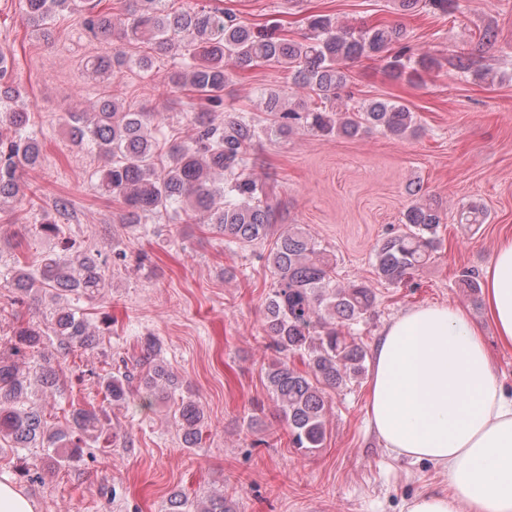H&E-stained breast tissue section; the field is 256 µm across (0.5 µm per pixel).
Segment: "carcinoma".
Returning <instances> with one entry per match:
<instances>
[{
  "instance_id": "obj_1",
  "label": "carcinoma",
  "mask_w": 512,
  "mask_h": 512,
  "mask_svg": "<svg viewBox=\"0 0 512 512\" xmlns=\"http://www.w3.org/2000/svg\"><path fill=\"white\" fill-rule=\"evenodd\" d=\"M100 0H19L26 24L44 30L52 17L67 11L80 17L90 37L118 39L147 51L132 60L143 74L152 70L157 56H179L180 66L170 73L174 88L188 87L198 95L201 108L189 114L190 134L164 129L158 113L132 112L107 94L93 112L69 113L74 140L94 143L105 158L92 174L103 196L123 208L121 223L144 224L163 216L177 224L203 217L212 233L228 244L253 246L274 235L277 221L276 186L248 170L256 142L286 138L296 131L312 136L353 137L370 129L404 139L417 133L414 113L400 101L358 102L343 110L334 101L349 83L346 65L357 58L383 60L384 71L395 80L416 82L421 72L436 65L417 55L405 42L399 25L343 27L327 14L305 18L307 33L292 40L277 21L257 26L229 9L201 6L173 11L169 0H126L125 21L112 22V13L99 9ZM457 0H400L404 12L428 9L443 14ZM496 38L484 29L479 45L457 54L451 66L457 73L481 78L480 46ZM127 63L123 51L110 58L87 62L93 74L107 81L115 67ZM288 70L301 97L284 101L279 92L263 94L264 116L253 117L226 104L224 92L235 71L256 65ZM9 57L0 50V204L18 196L26 170L36 167L42 149L31 130L34 115L17 105L18 87L7 81ZM70 201L59 197L53 212H43L38 234L60 240L61 252H46L33 260L14 258L7 271L12 303L23 304L31 293L48 291L65 302L55 310L46 329L33 323L12 329L10 344L0 346V444L16 450L45 449L52 467L81 461L88 439L109 425L108 416L94 405L71 404L66 428H51L31 388L56 382L51 360L41 353L45 340L54 337L68 354L99 346L103 331L90 328L76 305L93 299L107 287L108 260L73 245L61 224ZM402 229L381 239L374 249L376 276L392 285L408 282L437 251L442 216L433 203L413 201L403 211ZM276 276L265 304V333L279 357L265 371L266 387L288 429L290 447L302 455L323 446L328 400L325 389H339L365 373L367 352L351 333L372 310L376 294L364 282L339 286L333 279L335 258L298 225L279 233L266 255ZM140 355L133 370L104 374L89 371L113 405L137 397L144 407L154 399L179 397L175 424L187 447L201 440L204 414L189 396L176 395L177 386L162 364L159 339L148 334L138 340ZM140 385L131 389L135 374ZM170 512H234L224 495L200 506L185 498L171 501Z\"/></svg>"
}]
</instances>
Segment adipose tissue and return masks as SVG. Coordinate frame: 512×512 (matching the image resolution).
Returning a JSON list of instances; mask_svg holds the SVG:
<instances>
[{
    "mask_svg": "<svg viewBox=\"0 0 512 512\" xmlns=\"http://www.w3.org/2000/svg\"><path fill=\"white\" fill-rule=\"evenodd\" d=\"M483 306L500 347L512 349V237L483 273ZM370 368L366 414L382 447L448 477L411 497L406 512H512V391L467 309L400 313Z\"/></svg>",
    "mask_w": 512,
    "mask_h": 512,
    "instance_id": "obj_1",
    "label": "adipose tissue"
}]
</instances>
